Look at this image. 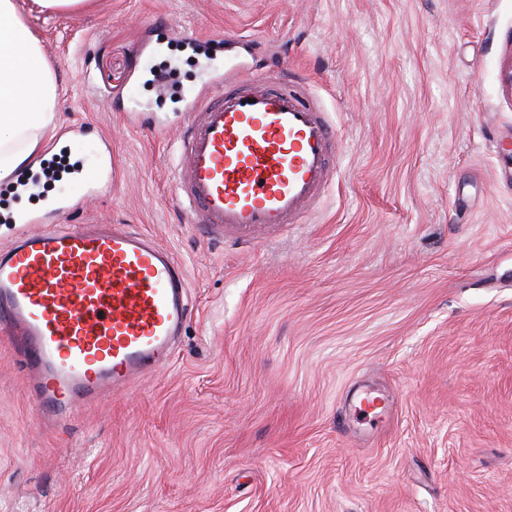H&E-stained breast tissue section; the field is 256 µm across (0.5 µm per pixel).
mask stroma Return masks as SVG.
Segmentation results:
<instances>
[{
    "instance_id": "stroma-1",
    "label": "stroma",
    "mask_w": 512,
    "mask_h": 512,
    "mask_svg": "<svg viewBox=\"0 0 512 512\" xmlns=\"http://www.w3.org/2000/svg\"><path fill=\"white\" fill-rule=\"evenodd\" d=\"M18 4L70 168L0 213L130 225L190 306L169 365L59 428L0 333V512H512V0ZM227 33L287 63L341 156L305 223L219 242L176 199L188 115L151 72L204 94Z\"/></svg>"
}]
</instances>
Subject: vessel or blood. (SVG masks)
<instances>
[{"instance_id": "vessel-or-blood-1", "label": "vessel or blood", "mask_w": 512, "mask_h": 512, "mask_svg": "<svg viewBox=\"0 0 512 512\" xmlns=\"http://www.w3.org/2000/svg\"><path fill=\"white\" fill-rule=\"evenodd\" d=\"M177 199L209 236L303 223L337 172L335 130L287 69L232 60L193 99ZM189 309L173 252L124 224H47L0 247V329L30 366L36 409L72 415L165 366Z\"/></svg>"}]
</instances>
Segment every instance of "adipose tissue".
I'll return each mask as SVG.
<instances>
[{
  "instance_id": "ef3b65f1",
  "label": "adipose tissue",
  "mask_w": 512,
  "mask_h": 512,
  "mask_svg": "<svg viewBox=\"0 0 512 512\" xmlns=\"http://www.w3.org/2000/svg\"><path fill=\"white\" fill-rule=\"evenodd\" d=\"M58 88L17 0H0V180L55 138Z\"/></svg>"
}]
</instances>
